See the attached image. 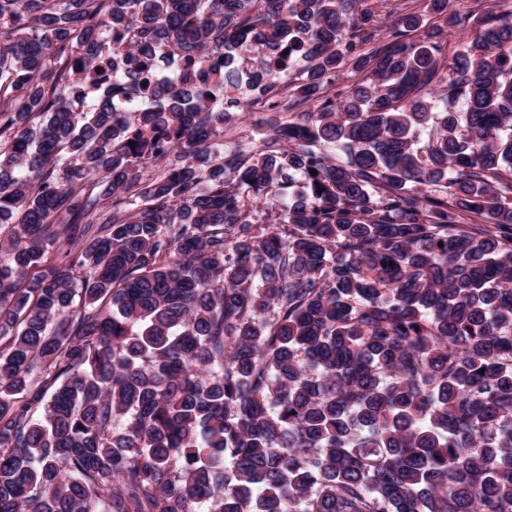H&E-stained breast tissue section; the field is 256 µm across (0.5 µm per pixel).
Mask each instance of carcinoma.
I'll use <instances>...</instances> for the list:
<instances>
[{"instance_id":"cac0c4a2","label":"carcinoma","mask_w":512,"mask_h":512,"mask_svg":"<svg viewBox=\"0 0 512 512\" xmlns=\"http://www.w3.org/2000/svg\"><path fill=\"white\" fill-rule=\"evenodd\" d=\"M354 2L0 0V512H512V23ZM428 0H363L356 2V9L367 10L372 14V22L377 27L379 39H386L395 29H400V18L408 13L426 14ZM430 25H439L443 29V34L439 37V41L442 46V56L445 57L451 56L471 33L469 28H466V24H448V27H446L443 25V19L439 17L432 18ZM249 112H254L253 118L250 117ZM248 113L243 119L233 120L227 127H224V141L246 145L258 137L253 132L252 121L261 112L256 106H253Z\"/></svg>"}]
</instances>
